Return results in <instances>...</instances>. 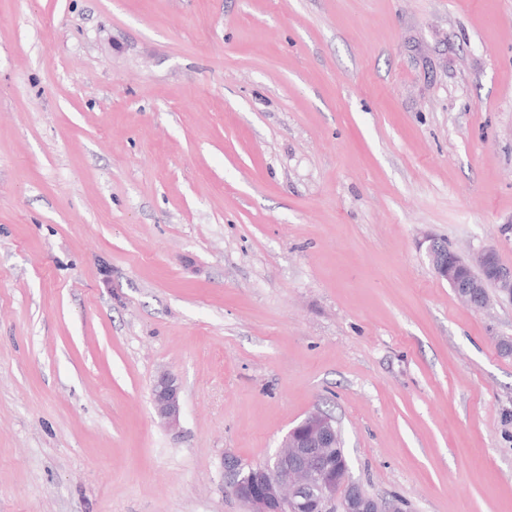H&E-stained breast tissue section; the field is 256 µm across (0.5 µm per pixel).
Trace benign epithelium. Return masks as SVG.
<instances>
[{"label": "benign epithelium", "mask_w": 512, "mask_h": 512, "mask_svg": "<svg viewBox=\"0 0 512 512\" xmlns=\"http://www.w3.org/2000/svg\"><path fill=\"white\" fill-rule=\"evenodd\" d=\"M426 254L435 275L446 282L467 307L483 312L491 298L476 300L467 289L473 284L462 279L448 266V254L436 239L429 240ZM498 261L493 246L476 251L468 261L471 268L481 270ZM499 297L512 301V268L501 267L496 276ZM150 400L159 421L170 429L179 426L182 400L178 377L169 371L154 379ZM340 433L336 420L320 412L309 413L291 428L273 455L256 463H245L232 453L224 454L222 469L225 490L246 503L251 512H401L368 494L359 484L350 482L348 494L336 495V461L331 449Z\"/></svg>", "instance_id": "7a95c632"}]
</instances>
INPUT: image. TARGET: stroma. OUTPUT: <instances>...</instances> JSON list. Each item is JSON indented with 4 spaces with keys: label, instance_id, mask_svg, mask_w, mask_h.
Segmentation results:
<instances>
[{
    "label": "stroma",
    "instance_id": "stroma-1",
    "mask_svg": "<svg viewBox=\"0 0 512 512\" xmlns=\"http://www.w3.org/2000/svg\"><path fill=\"white\" fill-rule=\"evenodd\" d=\"M430 237L512 268V0H0V512H247L225 453L316 410L512 512V303ZM429 244L426 247V254L430 266L432 267L435 275L440 279L448 282L450 288L455 291L456 295L467 305V307L477 311L483 312L491 305V297L487 296L486 300H476L463 288H480L478 284H471L462 279L456 270L448 266V247L447 254L438 246L436 238L428 240ZM150 400L159 421L170 429L179 426L182 400L181 384L178 377L169 371L160 372L154 379Z\"/></svg>",
    "mask_w": 512,
    "mask_h": 512
}]
</instances>
